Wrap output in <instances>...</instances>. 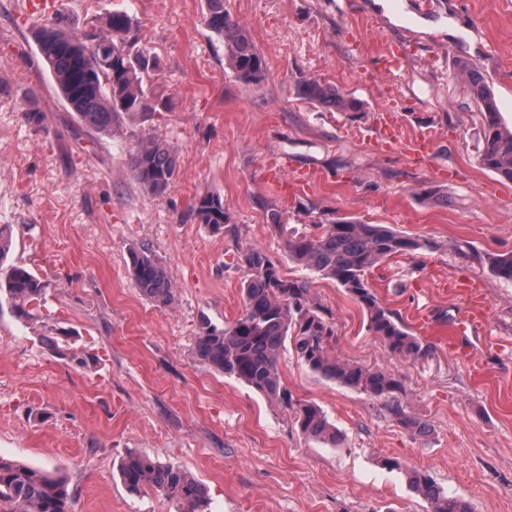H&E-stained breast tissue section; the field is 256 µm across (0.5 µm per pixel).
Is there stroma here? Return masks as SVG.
<instances>
[{
    "instance_id": "1",
    "label": "stroma",
    "mask_w": 512,
    "mask_h": 512,
    "mask_svg": "<svg viewBox=\"0 0 512 512\" xmlns=\"http://www.w3.org/2000/svg\"><path fill=\"white\" fill-rule=\"evenodd\" d=\"M32 0H0V225L8 263L48 283L59 326L78 332L71 356L51 353L0 304V456L64 477L74 512H178L118 471L128 451L190 471L207 512H430L405 473L428 474L472 512H512V282L494 254L512 253V182L479 160L485 119L458 74L465 60L494 91L512 128V0H224L265 59L246 85L204 25V0H64L69 28L112 11L132 15L159 64L152 95L171 111L125 122L107 138L82 124L53 86L31 29ZM397 45L393 73L376 68ZM315 78L360 99L340 112L307 99ZM434 142L427 161L378 150L375 110ZM159 126L178 156L167 194L131 172L137 139ZM312 172L308 184L299 174ZM435 186L445 201L427 200ZM213 193L236 226L215 234L188 218ZM283 214V230L266 222ZM352 217L417 238L366 275L428 357L394 354L335 281L293 262L287 241ZM148 246L174 299L143 297L129 251ZM260 247L289 279H305L331 314L337 355L390 369L397 399L426 426L405 430L384 399L313 373L293 350L279 361L294 400L316 404L340 434L304 435L292 411L194 355L203 323L231 325L244 308L240 249ZM475 314L464 336L450 326ZM397 459L401 470L384 466Z\"/></svg>"
}]
</instances>
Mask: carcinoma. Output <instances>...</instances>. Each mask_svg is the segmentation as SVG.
I'll return each instance as SVG.
<instances>
[{
  "label": "carcinoma",
  "instance_id": "carcinoma-1",
  "mask_svg": "<svg viewBox=\"0 0 512 512\" xmlns=\"http://www.w3.org/2000/svg\"><path fill=\"white\" fill-rule=\"evenodd\" d=\"M203 22L224 41L228 66L245 83L264 79L263 59L248 28L224 8V0H205ZM39 55L47 64L58 93L79 119L103 136L125 117H141L168 112V100L154 99L145 78L157 67L150 50L140 43L133 17L124 11L96 16L86 26L66 30L45 22L33 30ZM470 93L485 118L480 162L484 168L512 182V130L500 127L494 93L485 77L466 61L459 62ZM304 94L341 112L362 111L361 102L316 79L303 86ZM177 153L164 135L149 133L136 142L130 158L134 178L145 193L164 196L177 169ZM188 216L209 227L213 233L233 234L220 196H198ZM317 231L288 240L289 256L303 267L330 278L364 307L368 328L381 337L390 350L417 360L430 354L422 344L394 319L393 314L370 292L365 276L373 267L396 254L421 248L419 240L402 235L382 224H365L343 218L316 225ZM244 280V309L231 325L210 324L197 336L196 358L215 370L245 382L270 401L295 414L303 434L332 445L339 434L323 411L313 403L293 402L282 385L278 360L286 341H291L298 358L312 372L340 384L391 402L390 410L402 427L422 432L425 426L396 403L402 391L399 375L380 367H368L335 354L333 323L315 305L305 280L282 276L279 267L261 248L247 247L238 254ZM134 285L147 299L167 305L174 292L164 268L150 250L140 246L130 252ZM494 274L512 282V254L490 258ZM48 284L33 269L12 264L0 277V299L12 312L31 323L43 321ZM73 335L56 326L39 336L52 353L62 356ZM124 485L132 492L155 490L182 505V512H203L207 500L205 486L188 471L163 465L131 450L119 467ZM412 490L431 505V512H471L470 505L451 496L420 471L407 472ZM73 496L64 478L0 457V512H73Z\"/></svg>",
  "mask_w": 512,
  "mask_h": 512
}]
</instances>
